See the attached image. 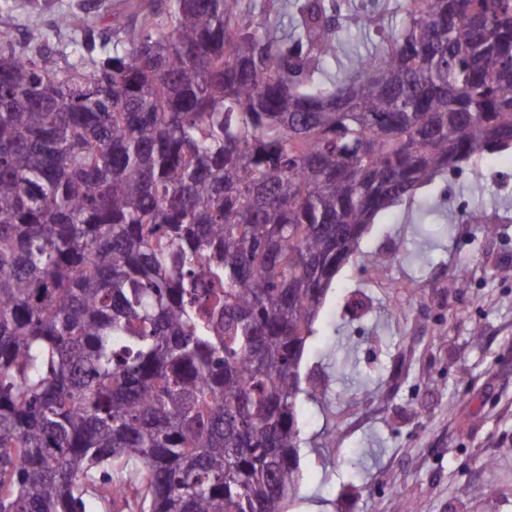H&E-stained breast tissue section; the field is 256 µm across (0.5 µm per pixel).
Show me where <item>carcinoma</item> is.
<instances>
[{"label": "carcinoma", "mask_w": 512, "mask_h": 512, "mask_svg": "<svg viewBox=\"0 0 512 512\" xmlns=\"http://www.w3.org/2000/svg\"><path fill=\"white\" fill-rule=\"evenodd\" d=\"M120 0L0 28V512H288L307 339L375 216L512 144V0ZM15 1L17 4L15 9L8 13H1L0 27L7 26L19 37L24 36L30 30L42 28L46 33L44 41L50 48L60 52V54H57L58 57H60L63 45L68 39L76 37L77 29L75 28L72 31L62 29L60 32L56 33L50 30L43 20H39L26 9L25 5L27 0ZM349 2H360V6L363 11L367 12H378V15L382 17V27L386 30L400 27L403 22L402 13L396 8V4H392L386 9H380L382 4L388 0H378L379 2H373V0H348Z\"/></svg>", "instance_id": "carcinoma-1"}]
</instances>
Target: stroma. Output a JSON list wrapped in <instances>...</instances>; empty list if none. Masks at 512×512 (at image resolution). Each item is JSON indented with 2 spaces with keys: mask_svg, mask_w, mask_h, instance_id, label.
I'll use <instances>...</instances> for the list:
<instances>
[{
  "mask_svg": "<svg viewBox=\"0 0 512 512\" xmlns=\"http://www.w3.org/2000/svg\"><path fill=\"white\" fill-rule=\"evenodd\" d=\"M489 163L480 194L464 166L381 212L337 274L301 363L289 512H512V148ZM461 207L496 236L449 224ZM375 251L399 259L367 268Z\"/></svg>",
  "mask_w": 512,
  "mask_h": 512,
  "instance_id": "obj_1",
  "label": "stroma"
}]
</instances>
